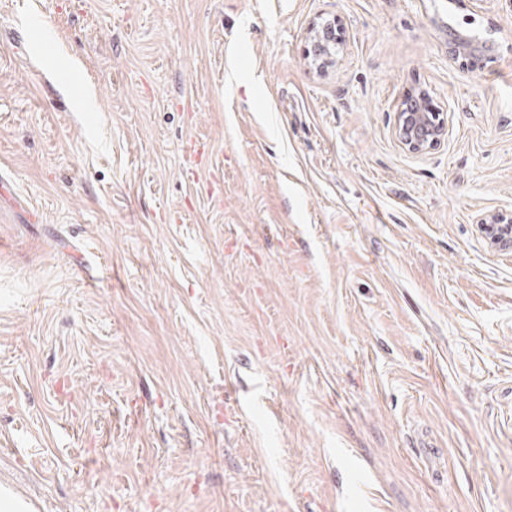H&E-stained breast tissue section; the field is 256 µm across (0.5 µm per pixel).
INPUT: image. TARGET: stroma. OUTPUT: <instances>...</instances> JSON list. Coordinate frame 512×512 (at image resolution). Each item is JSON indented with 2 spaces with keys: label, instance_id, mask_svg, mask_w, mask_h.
Returning a JSON list of instances; mask_svg holds the SVG:
<instances>
[{
  "label": "stroma",
  "instance_id": "stroma-1",
  "mask_svg": "<svg viewBox=\"0 0 512 512\" xmlns=\"http://www.w3.org/2000/svg\"><path fill=\"white\" fill-rule=\"evenodd\" d=\"M410 90L448 116L427 154ZM505 211L512 0H0V489L512 512ZM343 34V24L337 17L314 22L310 26L307 32L309 44L307 52L320 72H325L337 63L334 55L336 46L344 40ZM395 135L407 152L428 153L448 135L447 113L438 106L435 108L425 91L408 93L399 104ZM481 224H485L484 232L492 246L512 248V212L487 215L481 218Z\"/></svg>",
  "mask_w": 512,
  "mask_h": 512
}]
</instances>
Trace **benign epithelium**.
Segmentation results:
<instances>
[{"label":"benign epithelium","mask_w":512,"mask_h":512,"mask_svg":"<svg viewBox=\"0 0 512 512\" xmlns=\"http://www.w3.org/2000/svg\"><path fill=\"white\" fill-rule=\"evenodd\" d=\"M344 27L332 17L313 23L308 32V55L321 72L336 64V46L343 41ZM395 135L403 149L425 154L442 144L448 135L447 113L434 107L424 91L407 95L399 104ZM491 245L512 248V213H494L481 218Z\"/></svg>","instance_id":"benign-epithelium-1"}]
</instances>
